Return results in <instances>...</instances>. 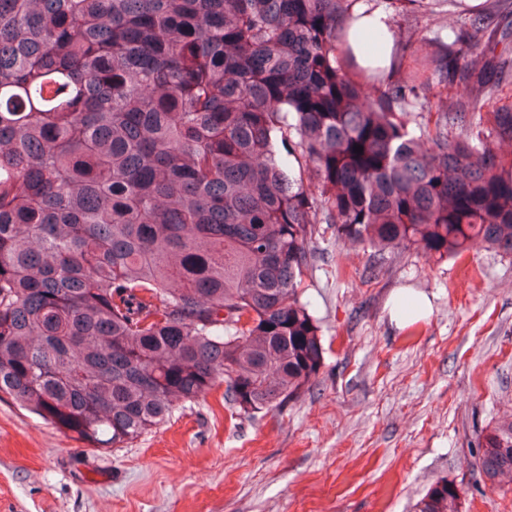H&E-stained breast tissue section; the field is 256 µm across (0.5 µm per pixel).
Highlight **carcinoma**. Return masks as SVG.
I'll return each mask as SVG.
<instances>
[{
  "mask_svg": "<svg viewBox=\"0 0 512 512\" xmlns=\"http://www.w3.org/2000/svg\"><path fill=\"white\" fill-rule=\"evenodd\" d=\"M355 3L0 0V395L94 450L219 382L269 413L321 368L326 233L512 256V11L392 84L340 52ZM431 67L456 97L420 94ZM467 448L512 475V420Z\"/></svg>",
  "mask_w": 512,
  "mask_h": 512,
  "instance_id": "carcinoma-1",
  "label": "carcinoma"
}]
</instances>
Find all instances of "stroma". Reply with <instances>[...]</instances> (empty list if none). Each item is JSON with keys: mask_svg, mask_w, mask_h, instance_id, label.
<instances>
[{"mask_svg": "<svg viewBox=\"0 0 512 512\" xmlns=\"http://www.w3.org/2000/svg\"><path fill=\"white\" fill-rule=\"evenodd\" d=\"M409 55L439 49L456 0H366ZM372 258L328 235L303 295L323 365L296 401L231 416L223 387L128 448L83 449L0 398V512H412L439 479L462 512H512V481L475 486L466 443L512 418V257L417 247ZM426 296V315L401 300Z\"/></svg>", "mask_w": 512, "mask_h": 512, "instance_id": "35a3bbf8", "label": "stroma"}]
</instances>
